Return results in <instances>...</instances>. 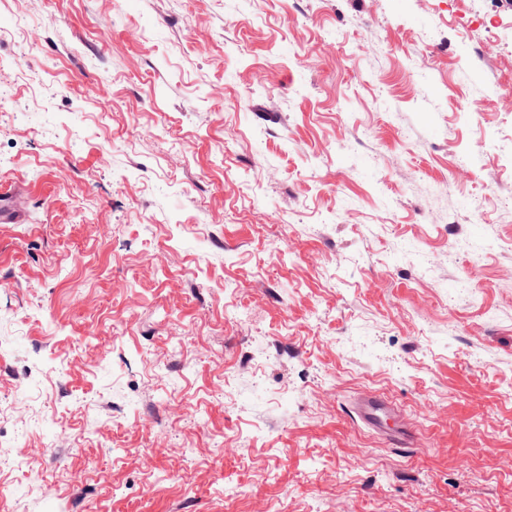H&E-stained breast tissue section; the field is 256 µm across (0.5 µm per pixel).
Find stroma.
<instances>
[{
  "label": "stroma",
  "mask_w": 512,
  "mask_h": 512,
  "mask_svg": "<svg viewBox=\"0 0 512 512\" xmlns=\"http://www.w3.org/2000/svg\"><path fill=\"white\" fill-rule=\"evenodd\" d=\"M21 52L0 512H512V10L0 0ZM359 419L366 425L381 430L392 442L403 444L405 441L413 440L412 432L407 424L394 413L387 403L379 397L369 394L362 395L356 405ZM388 418L394 419V425L389 432L383 430V421Z\"/></svg>",
  "instance_id": "1"
}]
</instances>
